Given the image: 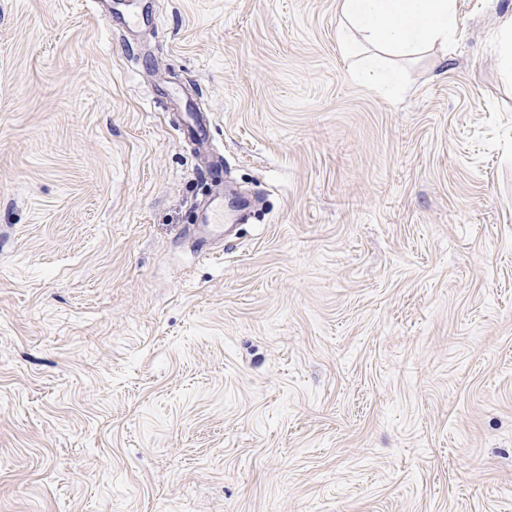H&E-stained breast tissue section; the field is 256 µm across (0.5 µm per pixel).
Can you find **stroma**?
I'll return each instance as SVG.
<instances>
[{
	"mask_svg": "<svg viewBox=\"0 0 512 512\" xmlns=\"http://www.w3.org/2000/svg\"><path fill=\"white\" fill-rule=\"evenodd\" d=\"M454 12L391 99L337 0H0V512H512V0ZM359 75L378 90L384 93L394 92L398 89V80L392 73H381L377 60H372L359 71ZM197 252L211 256V238L224 236V191L219 190L209 200L199 224H197Z\"/></svg>",
	"mask_w": 512,
	"mask_h": 512,
	"instance_id": "35a3bbf8",
	"label": "stroma"
}]
</instances>
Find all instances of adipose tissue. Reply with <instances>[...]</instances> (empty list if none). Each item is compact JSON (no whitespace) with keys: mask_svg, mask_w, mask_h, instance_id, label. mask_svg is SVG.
I'll list each match as a JSON object with an SVG mask.
<instances>
[{"mask_svg":"<svg viewBox=\"0 0 512 512\" xmlns=\"http://www.w3.org/2000/svg\"><path fill=\"white\" fill-rule=\"evenodd\" d=\"M346 48L369 45L388 56L408 55L457 35L453 0H339Z\"/></svg>","mask_w":512,"mask_h":512,"instance_id":"adipose-tissue-1","label":"adipose tissue"}]
</instances>
